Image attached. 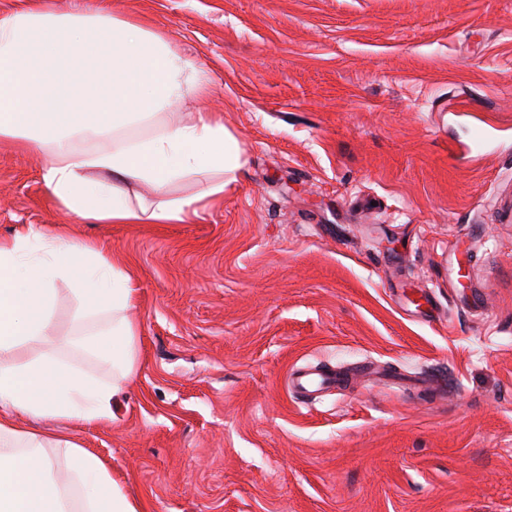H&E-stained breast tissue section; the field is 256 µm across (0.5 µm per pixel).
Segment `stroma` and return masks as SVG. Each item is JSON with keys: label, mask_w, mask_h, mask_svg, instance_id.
Returning a JSON list of instances; mask_svg holds the SVG:
<instances>
[{"label": "stroma", "mask_w": 512, "mask_h": 512, "mask_svg": "<svg viewBox=\"0 0 512 512\" xmlns=\"http://www.w3.org/2000/svg\"><path fill=\"white\" fill-rule=\"evenodd\" d=\"M41 2L163 31L246 160L191 223L89 224L0 142V237L68 225L136 290L137 375L59 431L142 512H512V0ZM336 373L332 370L307 372L297 376V385L306 392H317L336 384Z\"/></svg>", "instance_id": "stroma-1"}]
</instances>
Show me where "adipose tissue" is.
Listing matches in <instances>:
<instances>
[{
    "mask_svg": "<svg viewBox=\"0 0 512 512\" xmlns=\"http://www.w3.org/2000/svg\"><path fill=\"white\" fill-rule=\"evenodd\" d=\"M208 74L158 31L104 12L54 14L40 7L0 12V141L46 150V192L64 212L96 224H182L224 191L149 207L135 186L156 191L208 172L236 175L237 139L216 112L171 119L173 108L209 93ZM151 126L146 137L135 135ZM96 141L77 151L75 136ZM69 282L85 316L109 314L78 347L108 369L92 379L56 350L50 333L57 281ZM129 275L66 225H20L0 238V512H140L111 468L46 422L111 418L112 402L141 361L139 330L128 317ZM66 478L53 477L57 457Z\"/></svg>",
    "mask_w": 512,
    "mask_h": 512,
    "instance_id": "obj_1",
    "label": "adipose tissue"
}]
</instances>
